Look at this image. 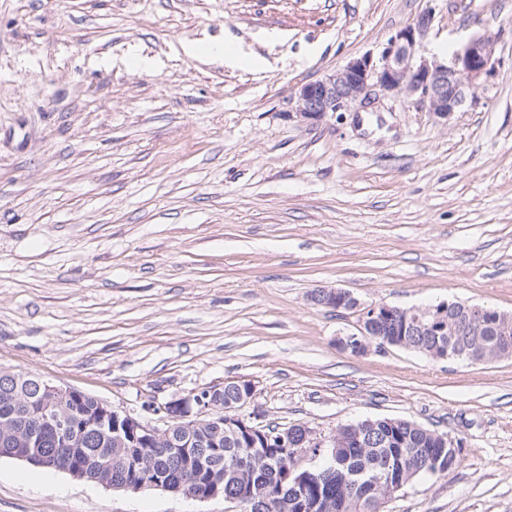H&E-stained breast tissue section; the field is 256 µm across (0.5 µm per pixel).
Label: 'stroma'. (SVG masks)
Instances as JSON below:
<instances>
[{"instance_id":"35a3bbf8","label":"stroma","mask_w":512,"mask_h":512,"mask_svg":"<svg viewBox=\"0 0 512 512\" xmlns=\"http://www.w3.org/2000/svg\"><path fill=\"white\" fill-rule=\"evenodd\" d=\"M427 8L421 53L493 40L477 104L292 117ZM228 36L252 64L186 50ZM323 286L512 313V0H0V367L144 423L234 381L259 425L410 420L460 461L383 512H512V357L351 354ZM234 510L0 457V512Z\"/></svg>"}]
</instances>
